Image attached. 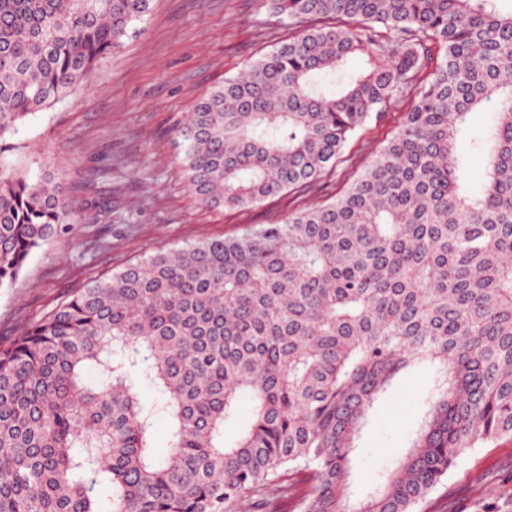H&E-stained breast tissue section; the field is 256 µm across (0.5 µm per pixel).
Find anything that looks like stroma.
Returning a JSON list of instances; mask_svg holds the SVG:
<instances>
[{
    "label": "stroma",
    "instance_id": "35a3bbf8",
    "mask_svg": "<svg viewBox=\"0 0 512 512\" xmlns=\"http://www.w3.org/2000/svg\"><path fill=\"white\" fill-rule=\"evenodd\" d=\"M288 35L269 0H155L145 22L96 68L90 82L30 115L6 146L0 175L35 181L52 175L78 210L76 224L35 249L18 280L0 288V344L67 301L89 282L158 250L241 235L281 224L297 209L341 194L396 131L406 100L349 138L335 171L307 192L252 208L210 209L191 193L176 129L192 106ZM489 111L469 115L466 184L479 192L481 137ZM433 386L432 370L413 368L369 415L353 461L351 490L362 497L407 450ZM512 512V439L464 453L420 512Z\"/></svg>",
    "mask_w": 512,
    "mask_h": 512
}]
</instances>
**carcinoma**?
<instances>
[{
    "label": "carcinoma",
    "instance_id": "carcinoma-1",
    "mask_svg": "<svg viewBox=\"0 0 512 512\" xmlns=\"http://www.w3.org/2000/svg\"><path fill=\"white\" fill-rule=\"evenodd\" d=\"M153 2L0 0V138L87 84ZM271 2L292 33L179 130L197 201L305 191L409 94L396 133L342 195L150 254L1 345L0 512H416L465 452L512 437V8ZM356 55L365 68L326 92ZM485 107L472 194L458 143ZM76 217L52 179L0 177V288ZM425 363L406 453L352 498L370 411ZM243 396L251 419L227 441Z\"/></svg>",
    "mask_w": 512,
    "mask_h": 512
}]
</instances>
